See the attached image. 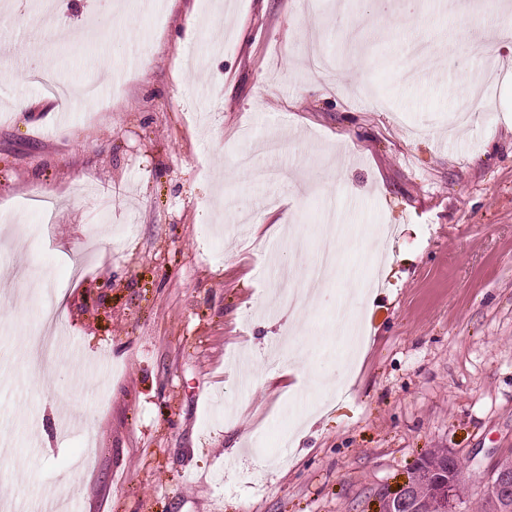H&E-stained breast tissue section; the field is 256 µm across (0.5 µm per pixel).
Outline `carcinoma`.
<instances>
[{"label": "carcinoma", "instance_id": "1", "mask_svg": "<svg viewBox=\"0 0 512 512\" xmlns=\"http://www.w3.org/2000/svg\"><path fill=\"white\" fill-rule=\"evenodd\" d=\"M461 465L448 458L445 448H434L420 458L418 474L398 498L396 512H436L439 485L452 481ZM496 486L493 494H483L481 512H512V454L494 466Z\"/></svg>", "mask_w": 512, "mask_h": 512}]
</instances>
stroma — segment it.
Masks as SVG:
<instances>
[{
    "instance_id": "obj_1",
    "label": "stroma",
    "mask_w": 512,
    "mask_h": 512,
    "mask_svg": "<svg viewBox=\"0 0 512 512\" xmlns=\"http://www.w3.org/2000/svg\"><path fill=\"white\" fill-rule=\"evenodd\" d=\"M503 2L461 19L448 0H164L157 16L60 0L52 18L15 15L0 61V228L20 227L0 252L9 512L50 497L68 512H376L433 448L462 466L460 512H480L512 452V43L489 36ZM93 20L104 38L72 47ZM418 43L429 64L412 81ZM38 57L67 98L41 102ZM488 64L491 109L451 124ZM77 179L111 209L70 196ZM329 213L337 266L295 327L277 269L305 274ZM18 264L66 296L39 386L23 351L53 310L14 304L30 289ZM376 282L369 347L343 371L336 317ZM286 337L340 389L288 377ZM245 351L259 376L243 377Z\"/></svg>"
}]
</instances>
